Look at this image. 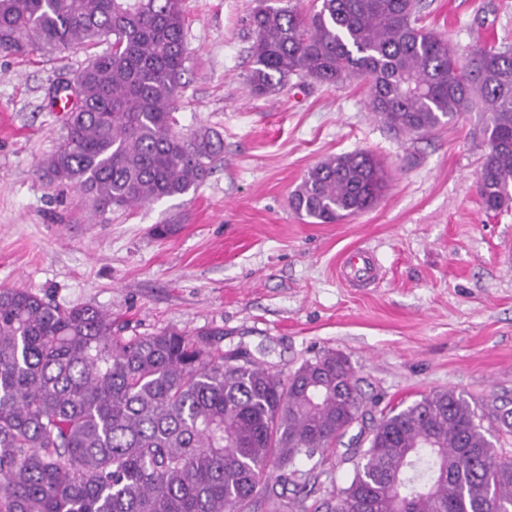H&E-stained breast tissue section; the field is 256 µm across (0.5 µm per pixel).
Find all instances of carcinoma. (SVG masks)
I'll return each mask as SVG.
<instances>
[{
  "label": "carcinoma",
  "mask_w": 512,
  "mask_h": 512,
  "mask_svg": "<svg viewBox=\"0 0 512 512\" xmlns=\"http://www.w3.org/2000/svg\"><path fill=\"white\" fill-rule=\"evenodd\" d=\"M421 0H317L310 13L261 0L245 20L251 94L294 76L364 82L370 111L424 137L481 114L477 191L512 205V48L460 61L419 24ZM106 45L74 74L66 137L39 167L103 216L197 189L220 154L211 136L174 130L187 51L183 0H0V55ZM383 162L355 151L312 167L289 206L318 224L371 208ZM219 329L112 333V316L0 288V512H305L296 463L364 420L349 360L325 350L281 373ZM488 425H483V421ZM512 409L479 411L453 389L380 411L330 512H512V462L490 435ZM278 471L271 480L272 471Z\"/></svg>",
  "instance_id": "obj_1"
}]
</instances>
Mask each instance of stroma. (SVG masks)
<instances>
[{"instance_id": "stroma-1", "label": "stroma", "mask_w": 512, "mask_h": 512, "mask_svg": "<svg viewBox=\"0 0 512 512\" xmlns=\"http://www.w3.org/2000/svg\"><path fill=\"white\" fill-rule=\"evenodd\" d=\"M257 3L183 2L189 59L174 115L183 133L221 140L206 180L97 221L80 192L37 174L66 135L54 89L89 51L0 56V287L99 307L124 336L217 328L224 348L285 375L334 350L385 405L452 388L512 408V208L486 212L476 194L477 113L416 138L389 131L356 81L250 95L243 20ZM422 23L463 55L512 46V0H425ZM356 150L389 172L373 207L336 224L290 208L310 168ZM158 224L172 233L157 237ZM353 247L373 252L379 282L341 283L337 263ZM349 444L300 461L315 479L309 502L348 484Z\"/></svg>"}]
</instances>
